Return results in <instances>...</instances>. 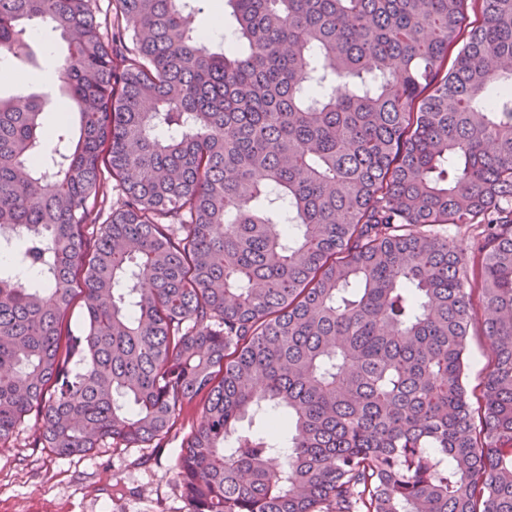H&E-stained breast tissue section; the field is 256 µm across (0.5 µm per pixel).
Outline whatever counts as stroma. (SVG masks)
Listing matches in <instances>:
<instances>
[{
	"label": "stroma",
	"mask_w": 512,
	"mask_h": 512,
	"mask_svg": "<svg viewBox=\"0 0 512 512\" xmlns=\"http://www.w3.org/2000/svg\"><path fill=\"white\" fill-rule=\"evenodd\" d=\"M26 40L34 58L9 59L17 80L1 84L0 92H41L53 107L66 108L57 72L68 38L33 21ZM468 350L467 381L475 399L491 360L482 317H475L469 330ZM200 408L196 401L186 404L165 439L132 448L105 445L75 458L39 447L35 421L27 419L13 439L0 445V512H190L178 479V458Z\"/></svg>",
	"instance_id": "1"
}]
</instances>
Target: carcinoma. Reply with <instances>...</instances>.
Instances as JSON below:
<instances>
[{
    "label": "carcinoma",
    "instance_id": "1",
    "mask_svg": "<svg viewBox=\"0 0 512 512\" xmlns=\"http://www.w3.org/2000/svg\"><path fill=\"white\" fill-rule=\"evenodd\" d=\"M201 2L0 0V56L73 36L79 116L0 96V249L39 274L0 263V443L147 444L199 397L191 512H512V0H227L223 48ZM469 362L467 369V381L469 385L471 402L477 407V398L480 395L483 378L487 372V366L491 361L490 348L486 337L483 335L482 310L478 309L468 336Z\"/></svg>",
    "mask_w": 512,
    "mask_h": 512
}]
</instances>
